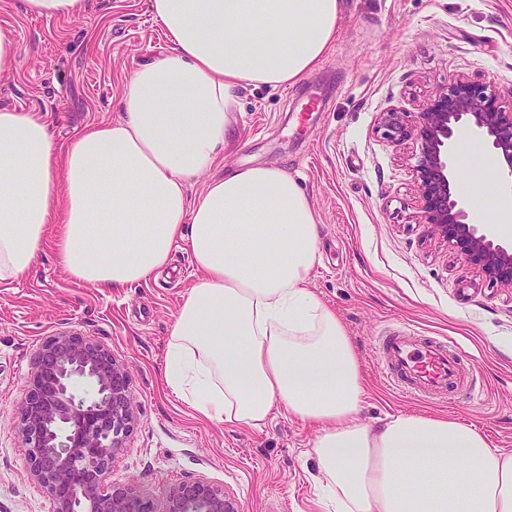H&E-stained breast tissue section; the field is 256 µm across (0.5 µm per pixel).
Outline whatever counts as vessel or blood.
<instances>
[{
    "instance_id": "vessel-or-blood-1",
    "label": "vessel or blood",
    "mask_w": 512,
    "mask_h": 512,
    "mask_svg": "<svg viewBox=\"0 0 512 512\" xmlns=\"http://www.w3.org/2000/svg\"><path fill=\"white\" fill-rule=\"evenodd\" d=\"M383 355L380 371L399 393L438 400L449 389L467 388L462 376V350L452 340L398 328L377 339Z\"/></svg>"
}]
</instances>
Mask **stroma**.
<instances>
[{"mask_svg":"<svg viewBox=\"0 0 512 512\" xmlns=\"http://www.w3.org/2000/svg\"><path fill=\"white\" fill-rule=\"evenodd\" d=\"M147 3L88 0L80 17L45 19L0 0V29L21 49L18 68L0 77V107L47 113L61 144L120 118L125 84L168 49ZM461 76L512 94V0H346L316 69L289 87L241 90L233 139L213 172L275 164L312 200L321 232L310 287L358 352L367 380L360 424L398 412L446 415L512 453V290L491 285L422 224L415 147L394 146L378 129L394 107L415 123L419 101ZM314 93L322 111L298 117ZM192 271L178 250L167 274L103 292L73 280L49 242L20 281L0 283V512H51L17 424L31 359L62 332L97 339L128 368L137 423L112 482L135 484L159 510L174 485L205 477L239 512H324L312 481L314 428L285 411L260 428L215 425L167 390V341ZM400 325L458 343L478 391L452 390L442 401L393 392L374 338Z\"/></svg>","mask_w":512,"mask_h":512,"instance_id":"1","label":"stroma"}]
</instances>
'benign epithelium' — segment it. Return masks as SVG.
Instances as JSON below:
<instances>
[{
	"mask_svg": "<svg viewBox=\"0 0 512 512\" xmlns=\"http://www.w3.org/2000/svg\"><path fill=\"white\" fill-rule=\"evenodd\" d=\"M488 142L512 173V106L499 91L462 77L421 104L419 119L391 108L379 129L392 143L414 141L415 192L421 222L493 284L512 289V247L497 242L489 224H477L455 185L453 149L458 128ZM136 423L124 362L98 340L61 333L46 340L31 362L30 386L18 431L30 477L52 512H157L133 484L109 481L112 463ZM164 512H238L224 488L205 478L183 481L166 496Z\"/></svg>",
	"mask_w": 512,
	"mask_h": 512,
	"instance_id": "1",
	"label": "benign epithelium"
}]
</instances>
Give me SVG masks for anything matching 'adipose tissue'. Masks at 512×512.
<instances>
[{"label":"adipose tissue","instance_id":"obj_1","mask_svg":"<svg viewBox=\"0 0 512 512\" xmlns=\"http://www.w3.org/2000/svg\"><path fill=\"white\" fill-rule=\"evenodd\" d=\"M169 50L122 91V116L58 145L42 113L0 107V283L37 263L50 226L67 273L103 291L158 278L173 249L195 275L167 343L164 383L203 419L315 424L326 512H512V453L447 417L359 424L364 378L335 310L309 288L319 218L278 166L212 176L242 89L297 83L326 56L343 0H148ZM462 190L512 230V198L463 136ZM204 185L189 194L196 180Z\"/></svg>","mask_w":512,"mask_h":512}]
</instances>
